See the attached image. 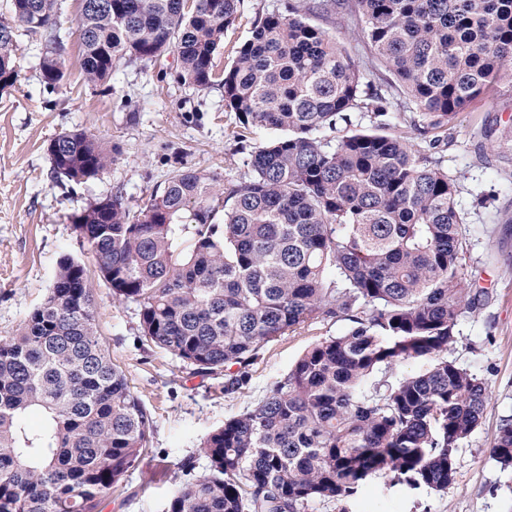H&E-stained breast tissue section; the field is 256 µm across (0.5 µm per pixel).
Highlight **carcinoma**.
Segmentation results:
<instances>
[{
	"instance_id": "carcinoma-1",
	"label": "carcinoma",
	"mask_w": 512,
	"mask_h": 512,
	"mask_svg": "<svg viewBox=\"0 0 512 512\" xmlns=\"http://www.w3.org/2000/svg\"><path fill=\"white\" fill-rule=\"evenodd\" d=\"M239 2L80 0L75 18L86 82L108 92L121 61L171 53L182 84L224 88L238 142L278 132L252 147L240 179L183 166L142 205L118 188L71 217L112 299L136 305L141 343L224 371L232 393L263 345L319 319L349 322L201 441L207 466L167 512H302L317 500L350 512L378 476L445 491L490 406L486 382L448 351L489 295L482 269L463 268L462 188L441 152L460 113L512 84V0H294L257 18L219 72ZM11 8L0 90L19 76L18 25L42 47L45 83L59 84L57 0ZM338 15L358 29L364 64L314 22ZM47 151L53 178L75 185L116 161L83 129ZM409 362L423 368L395 374ZM152 428L100 340L85 263L62 255L20 333L0 337V512H100L148 456ZM490 453L512 467V416Z\"/></svg>"
}]
</instances>
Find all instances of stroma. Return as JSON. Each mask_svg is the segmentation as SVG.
Wrapping results in <instances>:
<instances>
[{
	"mask_svg": "<svg viewBox=\"0 0 512 512\" xmlns=\"http://www.w3.org/2000/svg\"><path fill=\"white\" fill-rule=\"evenodd\" d=\"M281 2L240 0L218 64H230L256 17ZM78 9L79 0H58L65 79L46 86L41 47L20 28L19 77L0 91V336L18 334L47 294L61 255L82 257L73 214L118 188L129 201L145 198L181 164L226 179L247 170L233 137L238 121L224 109L223 89L199 92L181 85L174 55L154 65L121 63L111 92L87 84L71 25ZM74 129L92 131L118 151L116 162L86 186L51 177L47 146ZM443 156L462 186L472 238L469 261L482 267L479 285L490 296L478 317L462 320L451 355L485 380L490 408L460 449L456 480L446 491L392 487L379 477L363 487L354 512H512V468L490 455L501 417L512 415V193L506 189L512 179V84L501 83L475 111L459 115ZM478 193L488 196L486 206L475 205ZM93 286L103 344L153 419L146 463L104 498L101 512H165L180 483L179 464L205 467L201 440L226 418L253 407L312 343L347 327L343 321L318 322L277 337L262 348L248 384L228 394L223 373H197L166 351L141 344L136 306L113 302L101 280Z\"/></svg>",
	"mask_w": 512,
	"mask_h": 512,
	"instance_id": "obj_1",
	"label": "stroma"
}]
</instances>
